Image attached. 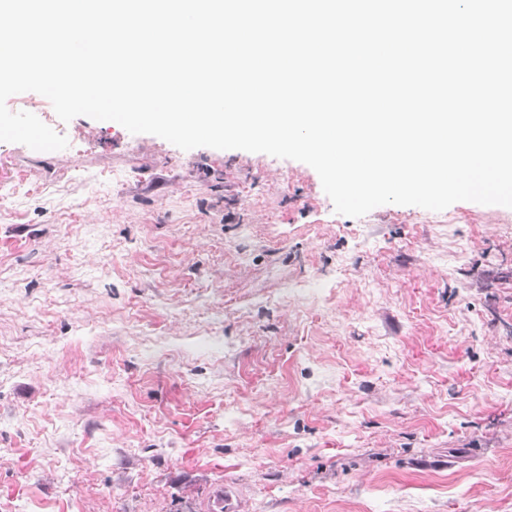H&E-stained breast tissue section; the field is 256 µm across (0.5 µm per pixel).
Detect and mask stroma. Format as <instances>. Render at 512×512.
<instances>
[{"label":"stroma","instance_id":"obj_1","mask_svg":"<svg viewBox=\"0 0 512 512\" xmlns=\"http://www.w3.org/2000/svg\"><path fill=\"white\" fill-rule=\"evenodd\" d=\"M6 105L0 512H512V208ZM206 512H243L239 501L224 487H216L209 496Z\"/></svg>","mask_w":512,"mask_h":512}]
</instances>
